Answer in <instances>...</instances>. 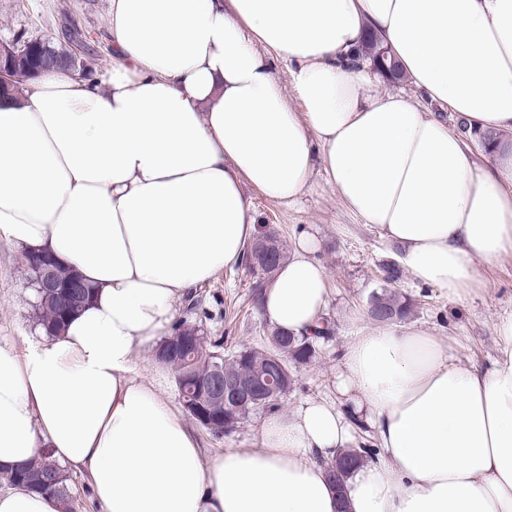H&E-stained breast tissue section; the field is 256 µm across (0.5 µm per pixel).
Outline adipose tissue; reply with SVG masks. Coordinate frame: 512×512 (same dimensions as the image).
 I'll list each match as a JSON object with an SVG mask.
<instances>
[{
  "instance_id": "adipose-tissue-1",
  "label": "adipose tissue",
  "mask_w": 512,
  "mask_h": 512,
  "mask_svg": "<svg viewBox=\"0 0 512 512\" xmlns=\"http://www.w3.org/2000/svg\"><path fill=\"white\" fill-rule=\"evenodd\" d=\"M378 34L402 76L469 128L474 152L413 97L380 90ZM100 84L50 69L0 100V240L50 252L96 288L63 332L0 345V469L49 454L103 512H512V316L483 367L432 334L365 328L335 403L268 416L259 449L205 455L135 354L178 302L240 265L251 194L291 205L325 174L346 208L455 298L512 253V0H111ZM288 65L295 111L270 56ZM319 240L299 238L262 314L312 334L327 303ZM376 433L377 463L338 497L321 460ZM0 512H61L0 491Z\"/></svg>"
}]
</instances>
